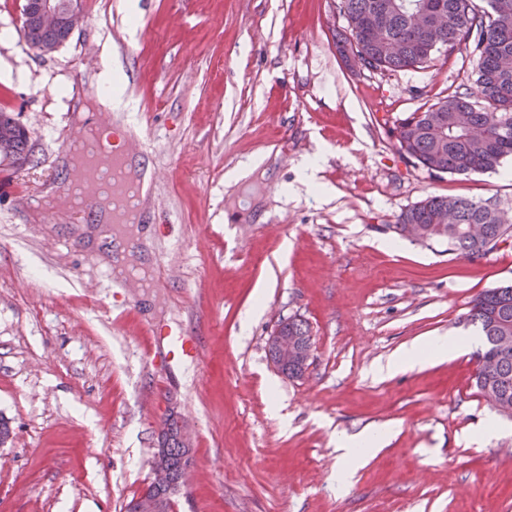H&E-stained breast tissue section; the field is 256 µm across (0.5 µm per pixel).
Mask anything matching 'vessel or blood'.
Segmentation results:
<instances>
[{
	"label": "vessel or blood",
	"instance_id": "obj_1",
	"mask_svg": "<svg viewBox=\"0 0 512 512\" xmlns=\"http://www.w3.org/2000/svg\"><path fill=\"white\" fill-rule=\"evenodd\" d=\"M67 153L86 158L88 170L79 180L70 182L63 190V203L79 215L81 222L95 218L103 199H110L112 208L108 223L102 224L105 234L115 227L141 223L146 211V198L138 182L128 176L130 163L125 153L112 147L109 128L90 126L72 135L65 143ZM110 285L126 288L130 284L150 287L153 275L147 269L114 265L105 272ZM199 354L197 346L186 336L160 330L150 337L144 349L145 358L163 357L168 365H176Z\"/></svg>",
	"mask_w": 512,
	"mask_h": 512
}]
</instances>
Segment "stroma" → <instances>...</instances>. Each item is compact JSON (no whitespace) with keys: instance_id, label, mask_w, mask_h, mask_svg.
Wrapping results in <instances>:
<instances>
[{"instance_id":"stroma-1","label":"stroma","mask_w":512,"mask_h":512,"mask_svg":"<svg viewBox=\"0 0 512 512\" xmlns=\"http://www.w3.org/2000/svg\"><path fill=\"white\" fill-rule=\"evenodd\" d=\"M84 23L42 54L0 0V111L32 150L0 159V512H121L151 477L160 425L175 413L193 467L171 512H512V418L472 385L483 344L469 314L512 283V242L479 257L398 235L430 196L489 202L512 216V159L435 174L395 146V126L451 95H475L468 47L422 70L344 58L352 36L334 0H82ZM110 55L159 168L142 230L161 275L114 293L95 255L14 193L66 184L73 109L98 95ZM279 160L234 194L225 174ZM320 156L323 191L301 183ZM312 338L304 376L267 353L280 321ZM193 337L200 357L148 364L151 329ZM435 336L460 351L392 374L382 366ZM389 428L346 481L337 436Z\"/></svg>"}]
</instances>
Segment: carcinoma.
Masks as SVG:
<instances>
[{"instance_id":"1","label":"carcinoma","mask_w":512,"mask_h":512,"mask_svg":"<svg viewBox=\"0 0 512 512\" xmlns=\"http://www.w3.org/2000/svg\"><path fill=\"white\" fill-rule=\"evenodd\" d=\"M479 13L472 0H339L353 37L351 52L372 70L408 71L430 67L437 55L471 46L477 60V93L486 105L452 95L397 127L398 151L436 174L469 175L493 171L512 158V0H487ZM35 48L66 41L63 30L31 25L23 29ZM0 156L30 159L23 127L0 112ZM414 225L425 241L446 242L463 257L486 254L512 239V224L497 209L467 198L431 196L404 212L397 230ZM484 337L476 352L474 387L500 414L512 417V284L484 291L470 313ZM288 334L304 337L308 358L311 335L301 320L288 319Z\"/></svg>"}]
</instances>
